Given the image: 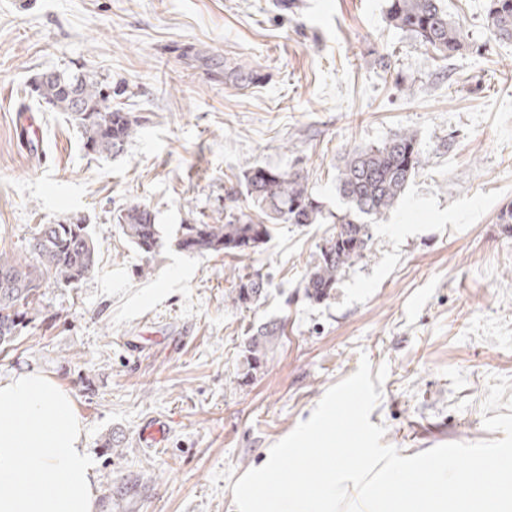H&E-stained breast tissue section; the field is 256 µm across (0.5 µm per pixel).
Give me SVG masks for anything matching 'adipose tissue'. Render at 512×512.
<instances>
[{"instance_id":"1","label":"adipose tissue","mask_w":512,"mask_h":512,"mask_svg":"<svg viewBox=\"0 0 512 512\" xmlns=\"http://www.w3.org/2000/svg\"><path fill=\"white\" fill-rule=\"evenodd\" d=\"M94 464L70 394L53 378L0 379V512H97Z\"/></svg>"}]
</instances>
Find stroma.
Returning a JSON list of instances; mask_svg holds the SVG:
<instances>
[{
	"label": "stroma",
	"instance_id": "stroma-1",
	"mask_svg": "<svg viewBox=\"0 0 512 512\" xmlns=\"http://www.w3.org/2000/svg\"><path fill=\"white\" fill-rule=\"evenodd\" d=\"M465 48L444 59L390 26L386 0H0V253L28 258L40 224L84 218L96 272L47 282L0 378L36 371L72 396L100 512H236L232 487L308 420L361 358L382 397L372 424L400 456L500 439L483 425L489 375L512 377V44L485 0H447ZM78 67L110 85L137 135L87 154L71 118L40 106L33 77ZM28 108L42 128L28 153ZM416 134L424 165L371 227L367 257L329 300L304 294L332 224H278L247 258L179 250L180 225L213 221L242 173L297 170L325 213L345 152ZM148 205L162 245L141 254L113 215ZM151 267L149 276L139 273ZM269 279L237 307L233 278ZM285 334L243 379L250 328ZM169 429L153 449L147 421ZM120 451L105 448L106 437Z\"/></svg>",
	"mask_w": 512,
	"mask_h": 512
}]
</instances>
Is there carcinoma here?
Segmentation results:
<instances>
[{
  "label": "carcinoma",
  "instance_id": "cac0c4a2",
  "mask_svg": "<svg viewBox=\"0 0 512 512\" xmlns=\"http://www.w3.org/2000/svg\"><path fill=\"white\" fill-rule=\"evenodd\" d=\"M386 13L390 24L445 59L465 46L446 0H388ZM485 20L496 40L512 43V0H486ZM53 74L47 80L33 78L30 91L38 101L51 104L55 112L70 114L86 149L100 155L123 152L136 135L137 124L119 109L108 112V121L101 117L99 109L112 101V87L79 70H55ZM422 166L416 135L410 131L346 153L338 168L337 190L347 210L337 219L336 231L319 247V258L305 278L308 299H329L346 269L367 257L370 225L400 200ZM243 184L250 212L231 207L210 224H182L177 246L189 253L243 258L266 244L276 224L322 223V205L309 190L307 178L297 171H273L256 164L244 171ZM114 221L142 253L152 254L161 245L159 224L148 206L126 208ZM30 247V261L0 253V353L40 314L36 305L44 282L75 287L94 273L98 264L96 240L81 218L37 225ZM267 285L259 272L237 275L234 303L245 308L258 304ZM282 336L283 324L268 321L247 337L243 376L267 363Z\"/></svg>",
  "mask_w": 512,
  "mask_h": 512
}]
</instances>
